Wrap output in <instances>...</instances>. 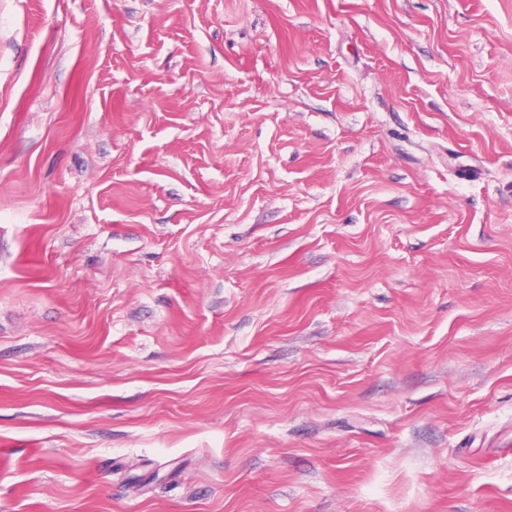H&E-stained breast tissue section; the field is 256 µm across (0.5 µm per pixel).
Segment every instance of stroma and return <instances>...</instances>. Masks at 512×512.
I'll list each match as a JSON object with an SVG mask.
<instances>
[{"label":"stroma","mask_w":512,"mask_h":512,"mask_svg":"<svg viewBox=\"0 0 512 512\" xmlns=\"http://www.w3.org/2000/svg\"><path fill=\"white\" fill-rule=\"evenodd\" d=\"M0 512H512V0H0Z\"/></svg>","instance_id":"35a3bbf8"}]
</instances>
